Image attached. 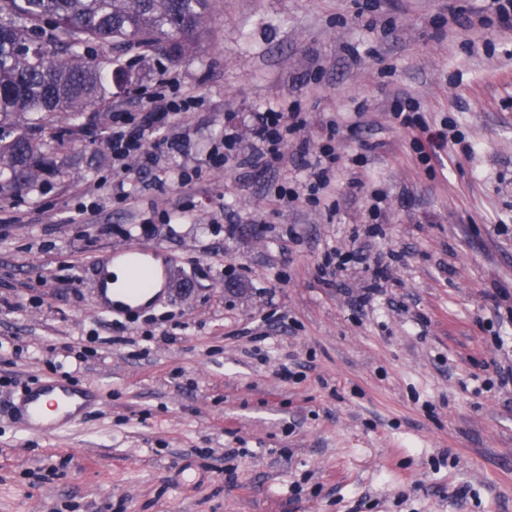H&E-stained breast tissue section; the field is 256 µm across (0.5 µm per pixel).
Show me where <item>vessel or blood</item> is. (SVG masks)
<instances>
[{
	"label": "vessel or blood",
	"mask_w": 512,
	"mask_h": 512,
	"mask_svg": "<svg viewBox=\"0 0 512 512\" xmlns=\"http://www.w3.org/2000/svg\"><path fill=\"white\" fill-rule=\"evenodd\" d=\"M122 263L128 273L155 271L167 276L170 263L159 260L155 251L129 247L110 251L95 261L96 280L93 305L105 314H121L122 310L139 306L143 294L134 283L119 284L110 267ZM90 388H79L61 378H53L27 390L19 403V422L24 431L32 434H50L64 430L75 422L83 409L94 398Z\"/></svg>",
	"instance_id": "obj_1"
}]
</instances>
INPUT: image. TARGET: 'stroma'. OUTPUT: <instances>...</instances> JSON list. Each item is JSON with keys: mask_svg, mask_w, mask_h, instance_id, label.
<instances>
[{"mask_svg": "<svg viewBox=\"0 0 512 512\" xmlns=\"http://www.w3.org/2000/svg\"><path fill=\"white\" fill-rule=\"evenodd\" d=\"M123 58L127 87L79 125L17 116L6 129L42 142L49 165L0 198V379H13L0 386V512H512V382L495 384L512 314L494 300L512 293V10L210 0L187 58ZM168 77L203 101L173 119L191 150L132 171L135 197L119 201L112 115ZM401 99L430 130L455 121L473 154L420 163L392 120ZM289 104L310 144L333 119L342 154L372 146L342 169L335 212L267 195L303 179L296 152L271 171L209 160L225 126L249 135L252 113ZM180 165L195 173L184 187ZM375 184L388 192L377 219ZM375 220L384 237L353 238ZM131 244L168 255L167 284L135 316L97 315L92 265ZM335 248L363 265L323 273ZM389 251L388 282L362 303L364 264ZM63 375L95 404L66 432H23V387Z\"/></svg>", "mask_w": 512, "mask_h": 512, "instance_id": "1", "label": "stroma"}]
</instances>
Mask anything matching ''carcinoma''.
<instances>
[{
  "instance_id": "carcinoma-1",
  "label": "carcinoma",
  "mask_w": 512,
  "mask_h": 512,
  "mask_svg": "<svg viewBox=\"0 0 512 512\" xmlns=\"http://www.w3.org/2000/svg\"><path fill=\"white\" fill-rule=\"evenodd\" d=\"M208 0H0V120L22 113L31 125L57 114L76 124L124 73L103 74L82 52L90 43L121 51L171 43L185 57L202 35ZM42 170L41 145L21 136L0 143V177L26 186Z\"/></svg>"
}]
</instances>
